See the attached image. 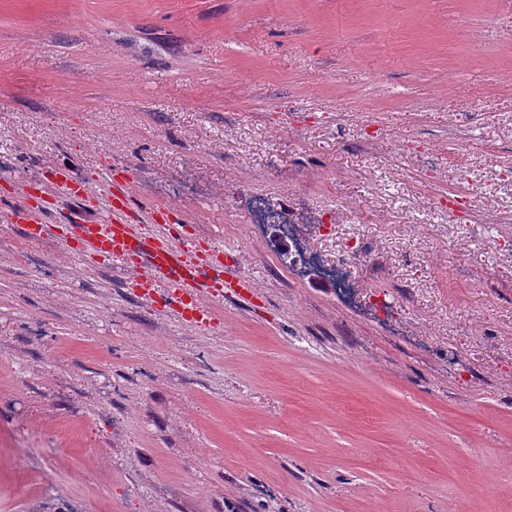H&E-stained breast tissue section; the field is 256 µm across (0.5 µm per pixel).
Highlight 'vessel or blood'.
I'll return each instance as SVG.
<instances>
[{
	"label": "vessel or blood",
	"mask_w": 512,
	"mask_h": 512,
	"mask_svg": "<svg viewBox=\"0 0 512 512\" xmlns=\"http://www.w3.org/2000/svg\"><path fill=\"white\" fill-rule=\"evenodd\" d=\"M49 183L54 193L70 199L83 200L90 193L85 183L75 180L69 169L60 165L52 168ZM108 186L110 217L105 221H79L61 230L46 223L45 212L38 205L14 213L12 220L24 225L28 239L54 237L67 246L121 264L131 274L132 287L145 296L155 289L167 293L174 310L197 326L210 319L202 295H251L254 284L249 278L225 274V266L233 265L234 258L225 255L223 248L200 251L183 225L171 223L170 211L164 207L152 211L148 225L132 223L127 179L110 175Z\"/></svg>",
	"instance_id": "vessel-or-blood-1"
}]
</instances>
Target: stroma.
Instances as JSON below:
<instances>
[{
    "label": "stroma",
    "mask_w": 512,
    "mask_h": 512,
    "mask_svg": "<svg viewBox=\"0 0 512 512\" xmlns=\"http://www.w3.org/2000/svg\"><path fill=\"white\" fill-rule=\"evenodd\" d=\"M511 18L0 0V512H506ZM59 162L92 196L48 223L104 219L127 169L137 216L177 210L254 295L194 328L120 267L28 241L21 188ZM261 201L346 289L282 265Z\"/></svg>",
    "instance_id": "obj_1"
}]
</instances>
